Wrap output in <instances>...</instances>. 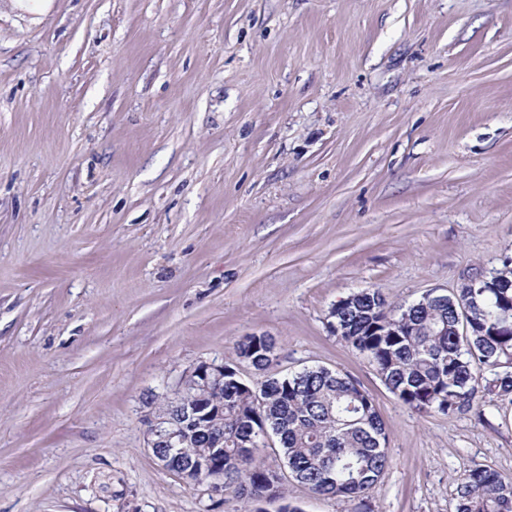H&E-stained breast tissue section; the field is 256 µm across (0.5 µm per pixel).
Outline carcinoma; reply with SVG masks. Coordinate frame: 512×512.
I'll use <instances>...</instances> for the list:
<instances>
[{
	"label": "carcinoma",
	"instance_id": "carcinoma-1",
	"mask_svg": "<svg viewBox=\"0 0 512 512\" xmlns=\"http://www.w3.org/2000/svg\"><path fill=\"white\" fill-rule=\"evenodd\" d=\"M512 256L487 280L475 278L448 301L427 293L407 306H392L370 289L331 317L329 329L366 354L387 388L418 411L470 409L483 372L486 390L512 394ZM396 324L385 326L386 317ZM236 356L254 370L272 363L263 339L245 336ZM200 402L220 410L194 435L182 458L194 461L224 449V490L246 502L285 498L282 477L261 458L265 427L278 438L289 476L318 496L360 500L390 464L384 424L369 394L349 375L325 367L266 380L259 395L237 385L224 364V386L188 387L165 397L158 414L177 416ZM457 512H512V483L482 466L457 479Z\"/></svg>",
	"mask_w": 512,
	"mask_h": 512
}]
</instances>
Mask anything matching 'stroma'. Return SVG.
<instances>
[{
    "instance_id": "obj_1",
    "label": "stroma",
    "mask_w": 512,
    "mask_h": 512,
    "mask_svg": "<svg viewBox=\"0 0 512 512\" xmlns=\"http://www.w3.org/2000/svg\"><path fill=\"white\" fill-rule=\"evenodd\" d=\"M0 0V512H241L146 444L198 363L339 370L391 463L371 512L512 481V399L420 412L328 328L512 255V0ZM246 384L267 375L239 364ZM264 342L261 337L244 336L235 346L238 359L245 357L250 367L259 372H265L273 365L264 356Z\"/></svg>"
}]
</instances>
